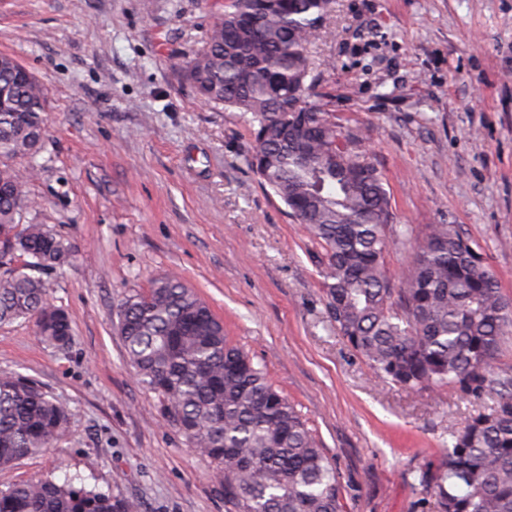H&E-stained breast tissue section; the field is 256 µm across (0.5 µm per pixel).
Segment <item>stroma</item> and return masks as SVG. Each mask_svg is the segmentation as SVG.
<instances>
[{
	"label": "stroma",
	"mask_w": 512,
	"mask_h": 512,
	"mask_svg": "<svg viewBox=\"0 0 512 512\" xmlns=\"http://www.w3.org/2000/svg\"><path fill=\"white\" fill-rule=\"evenodd\" d=\"M220 4L0 0V54L49 93L21 221L74 250L40 272L69 347L0 325V374L37 380L69 411L62 440L0 470V487L75 479L139 512H235L112 324L125 294L176 275L302 415L339 472L344 512H428L416 472L475 403L378 380L330 323L321 246L248 169L239 114L199 101L175 71ZM312 54L332 63L317 100L363 134L395 223L460 225L512 297V0H336Z\"/></svg>",
	"instance_id": "stroma-1"
}]
</instances>
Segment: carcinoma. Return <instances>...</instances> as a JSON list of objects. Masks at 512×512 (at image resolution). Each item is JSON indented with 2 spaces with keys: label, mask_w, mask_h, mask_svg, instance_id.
<instances>
[{
  "label": "carcinoma",
  "mask_w": 512,
  "mask_h": 512,
  "mask_svg": "<svg viewBox=\"0 0 512 512\" xmlns=\"http://www.w3.org/2000/svg\"><path fill=\"white\" fill-rule=\"evenodd\" d=\"M335 0H226L179 73L204 102L240 113L253 141L248 168L321 245L329 321L373 375L405 391L451 386L476 402L437 463L419 471L430 512H512V376L495 370L512 335V298L456 224L421 233L393 223L382 172L332 113L309 98L311 36ZM0 325L34 324L65 349L72 328L32 274L70 264L73 250L42 224L20 222L45 132L47 92L0 55ZM413 253L403 278L385 254ZM115 328L139 381L190 447L220 466L236 512H342L336 466L263 370L176 275L116 305ZM68 411L35 380L0 375V469L65 435ZM0 512H137L84 483L46 478L0 488Z\"/></svg>",
  "instance_id": "obj_1"
}]
</instances>
